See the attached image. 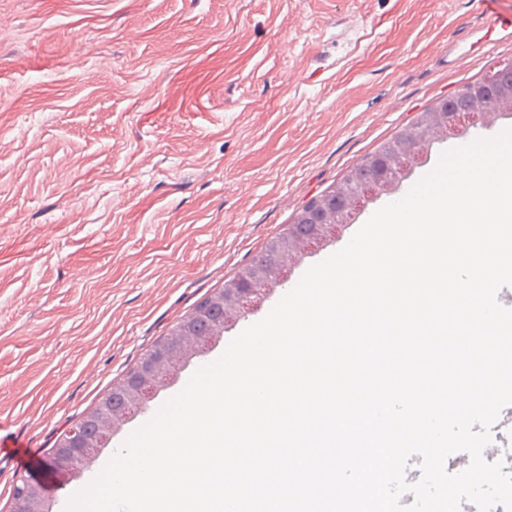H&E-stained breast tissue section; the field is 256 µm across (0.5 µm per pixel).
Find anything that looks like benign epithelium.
Returning a JSON list of instances; mask_svg holds the SVG:
<instances>
[{
  "label": "benign epithelium",
  "mask_w": 512,
  "mask_h": 512,
  "mask_svg": "<svg viewBox=\"0 0 512 512\" xmlns=\"http://www.w3.org/2000/svg\"><path fill=\"white\" fill-rule=\"evenodd\" d=\"M472 100L481 104L483 122L505 108L512 109V89L501 90L487 81L468 84L464 87ZM474 118V112H456L450 98L444 97L427 111L420 113L417 122L408 127L395 140L391 148L373 160L380 171L374 182L360 181L349 175L313 200L310 211L317 217L314 230L307 236L285 235L280 241L281 261L274 267L262 269L255 265L238 274L224 284L216 298L224 309V320L216 324L213 335L223 334L225 323L239 319L256 305L264 287L277 280H283L291 266L326 238L333 236L345 220L363 207L387 187L398 181V176L410 169L418 155L427 146L436 130L458 131ZM210 341L208 336H196L182 324L175 335L161 343L135 368L129 379L119 385L124 393L125 405L121 409L112 406L108 396H103L89 412L100 431L109 434L118 422L144 409L157 391L177 369L181 360L198 356ZM93 444L80 434V426L66 432L54 448V464L66 471H79L93 459ZM11 512H49L44 506L41 489L28 478H21L15 486Z\"/></svg>",
  "instance_id": "7a95c632"
}]
</instances>
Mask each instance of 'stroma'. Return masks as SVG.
Here are the masks:
<instances>
[{
  "mask_svg": "<svg viewBox=\"0 0 512 512\" xmlns=\"http://www.w3.org/2000/svg\"><path fill=\"white\" fill-rule=\"evenodd\" d=\"M481 0H0V512L59 434L312 196L512 58ZM512 115L432 137L407 188ZM294 266L115 428L112 455L382 206Z\"/></svg>",
  "mask_w": 512,
  "mask_h": 512,
  "instance_id": "35a3bbf8",
  "label": "stroma"
}]
</instances>
